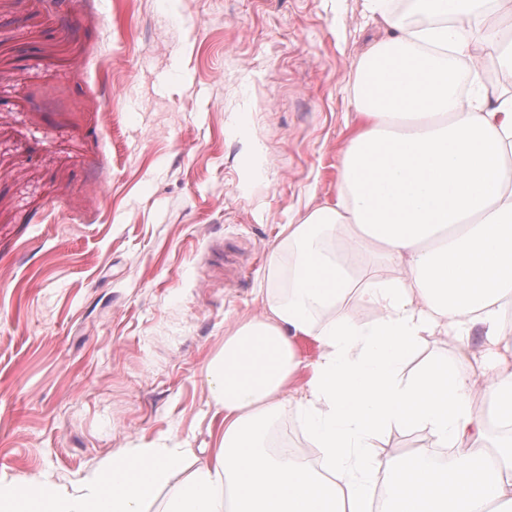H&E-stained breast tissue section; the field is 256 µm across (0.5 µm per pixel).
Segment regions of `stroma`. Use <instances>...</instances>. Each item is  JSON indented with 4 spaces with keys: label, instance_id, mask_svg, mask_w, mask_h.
Instances as JSON below:
<instances>
[{
    "label": "stroma",
    "instance_id": "obj_1",
    "mask_svg": "<svg viewBox=\"0 0 512 512\" xmlns=\"http://www.w3.org/2000/svg\"><path fill=\"white\" fill-rule=\"evenodd\" d=\"M392 34L368 0H0V473L160 436L210 459L203 369L262 314L282 225L335 201ZM480 344L419 355L479 376Z\"/></svg>",
    "mask_w": 512,
    "mask_h": 512
}]
</instances>
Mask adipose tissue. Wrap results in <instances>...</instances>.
I'll return each instance as SVG.
<instances>
[{"label":"adipose tissue","instance_id":"1","mask_svg":"<svg viewBox=\"0 0 512 512\" xmlns=\"http://www.w3.org/2000/svg\"><path fill=\"white\" fill-rule=\"evenodd\" d=\"M371 2L394 34L356 65L360 125L336 200L282 226L288 259L270 258L264 314L234 320L205 368L211 460L160 438L73 481L0 474V512H370L376 486L383 512H512V448L486 445L489 423L512 424V88L481 68L512 77V0H415L423 24ZM474 335L497 360L483 377L432 360L402 378L427 339L464 350ZM305 338L320 355L303 381ZM288 406L309 461L265 450ZM393 427L453 459L379 456Z\"/></svg>","mask_w":512,"mask_h":512}]
</instances>
